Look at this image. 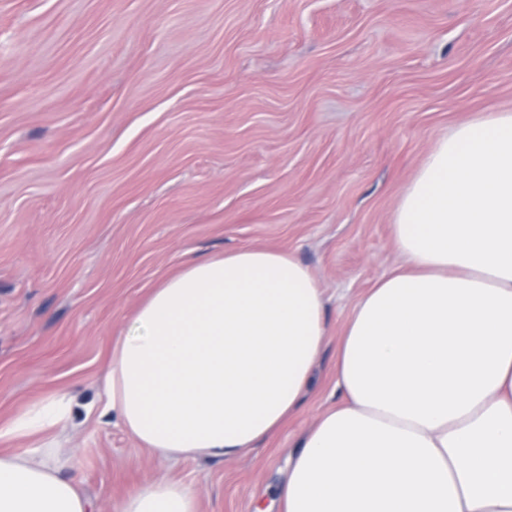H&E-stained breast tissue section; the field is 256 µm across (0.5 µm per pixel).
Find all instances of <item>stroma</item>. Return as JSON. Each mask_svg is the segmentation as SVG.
<instances>
[{"mask_svg": "<svg viewBox=\"0 0 512 512\" xmlns=\"http://www.w3.org/2000/svg\"><path fill=\"white\" fill-rule=\"evenodd\" d=\"M512 113V0H0V425L97 400L112 342L196 257L294 255L329 338L299 412L239 459L169 464L112 423L63 470L113 512L158 477L269 506L341 401L336 340L401 266L400 197L453 127Z\"/></svg>", "mask_w": 512, "mask_h": 512, "instance_id": "stroma-1", "label": "stroma"}]
</instances>
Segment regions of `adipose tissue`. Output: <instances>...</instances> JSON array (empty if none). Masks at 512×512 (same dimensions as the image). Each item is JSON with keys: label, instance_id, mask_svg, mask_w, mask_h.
I'll use <instances>...</instances> for the list:
<instances>
[{"label": "adipose tissue", "instance_id": "1", "mask_svg": "<svg viewBox=\"0 0 512 512\" xmlns=\"http://www.w3.org/2000/svg\"><path fill=\"white\" fill-rule=\"evenodd\" d=\"M406 267L356 303L336 345L341 404L295 443L282 512H512V113L460 124L395 210ZM325 301L292 255L243 247L153 288L112 346L85 412L166 461L234 460L302 406L328 338ZM76 399L0 426V512H89L61 476ZM118 512H199L159 478Z\"/></svg>", "mask_w": 512, "mask_h": 512}]
</instances>
